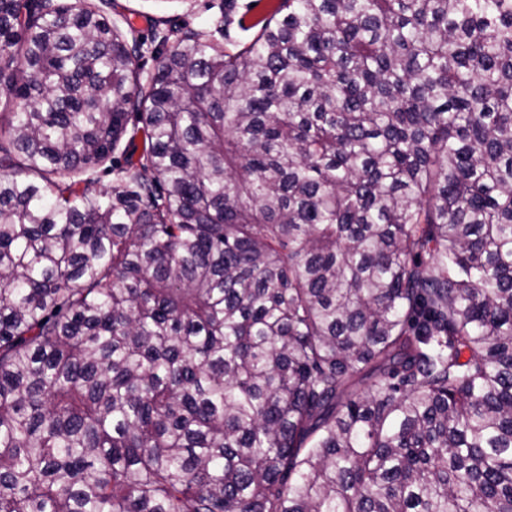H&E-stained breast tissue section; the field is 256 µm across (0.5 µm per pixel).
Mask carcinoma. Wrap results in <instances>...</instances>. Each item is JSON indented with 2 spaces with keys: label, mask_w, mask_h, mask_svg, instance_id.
Instances as JSON below:
<instances>
[{
  "label": "carcinoma",
  "mask_w": 512,
  "mask_h": 512,
  "mask_svg": "<svg viewBox=\"0 0 512 512\" xmlns=\"http://www.w3.org/2000/svg\"><path fill=\"white\" fill-rule=\"evenodd\" d=\"M256 26L0 0V512H512V0Z\"/></svg>",
  "instance_id": "obj_1"
}]
</instances>
